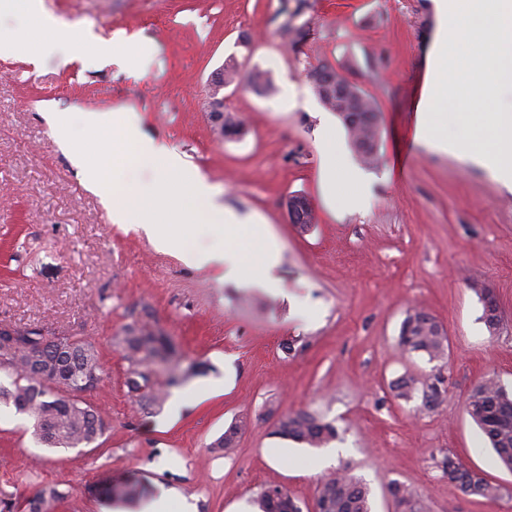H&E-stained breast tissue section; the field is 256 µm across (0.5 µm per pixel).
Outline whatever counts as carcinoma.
<instances>
[{
	"instance_id": "cac0c4a2",
	"label": "carcinoma",
	"mask_w": 512,
	"mask_h": 512,
	"mask_svg": "<svg viewBox=\"0 0 512 512\" xmlns=\"http://www.w3.org/2000/svg\"><path fill=\"white\" fill-rule=\"evenodd\" d=\"M318 76L313 90L322 104L336 113L347 131L352 149L368 167L378 164L381 113L375 103L357 85L346 83L341 97L322 98L324 85L339 75L330 65L311 70ZM247 84L262 93L269 87L267 74L259 69L249 72ZM402 346L421 352L434 360L445 354L447 337L441 325L428 312L415 309L407 313L400 330ZM121 358L127 363L126 387L143 407L158 406L171 388L202 373L204 364L191 362L181 368L183 355L171 337L146 322H134L115 338ZM0 372L9 385L0 383V403L12 405L17 412L34 419L38 440L48 448H76L90 445L109 429L107 417L85 398L87 381L102 380V365L94 342L86 336L45 337L39 329H24L19 342L7 355L0 354ZM400 398L409 399L418 391L416 380L402 376L392 383ZM465 410L490 444L499 463L512 471V391L493 380L473 387L465 400ZM245 422L231 425L211 447L231 451ZM275 433L310 447H322L338 437L336 427L315 413L299 410L281 416ZM448 478L468 494L493 498L496 489L479 473L467 468L452 455L442 461ZM396 512H427L424 498L408 486L394 482L389 487ZM58 499L53 488H41L29 500V512H46ZM261 512H300L299 506L280 486H269L258 496ZM316 512H371L369 490L347 472L324 480L318 489Z\"/></svg>"
}]
</instances>
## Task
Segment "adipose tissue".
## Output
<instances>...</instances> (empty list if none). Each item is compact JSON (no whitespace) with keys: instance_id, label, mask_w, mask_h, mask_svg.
Segmentation results:
<instances>
[{"instance_id":"ef3b65f1","label":"adipose tissue","mask_w":512,"mask_h":512,"mask_svg":"<svg viewBox=\"0 0 512 512\" xmlns=\"http://www.w3.org/2000/svg\"><path fill=\"white\" fill-rule=\"evenodd\" d=\"M22 13L34 25L28 55L32 61L61 54V47L47 40L48 32L63 24L49 12L43 0H0V16ZM53 135L69 151L75 164H83L89 150L104 151L107 162L91 169L90 186L110 205L113 223H134L161 250L172 251L190 266L218 269L222 280L245 287L274 289L272 270L280 259V248L267 225L254 216H243L216 203L213 187L189 167L181 155L166 143L145 137L136 113L93 111L82 115L83 144H75L71 135L73 116L57 110L49 115ZM324 165L320 181L326 193L341 207L355 210L366 202L358 174L345 164L336 145V134L325 128L322 135ZM129 167L149 170L147 181H127L121 173ZM250 224L258 243L252 253H245L232 241L210 249L189 247L187 225L208 224L231 231Z\"/></svg>"}]
</instances>
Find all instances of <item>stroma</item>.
<instances>
[{
  "mask_svg": "<svg viewBox=\"0 0 512 512\" xmlns=\"http://www.w3.org/2000/svg\"><path fill=\"white\" fill-rule=\"evenodd\" d=\"M65 27L57 38L72 59L32 64L0 58V322L46 335L95 341L105 377L90 395L110 429L96 443L47 448L32 420L0 406V492L14 512L43 487L53 512H109L106 492L128 480L148 497L174 489L196 512H255L280 485L314 512L321 474L312 457L333 455L330 471L361 478L374 512H394L400 482L429 512H512V472L501 467L464 402L492 379L512 389V190L480 168L414 141L415 112L438 20L433 0H44ZM96 39L116 42L111 63L91 64ZM151 43L147 69L129 58ZM241 74H270V89L224 92V108L247 129L219 136L209 120L207 80L228 56ZM327 63L381 112L380 163L354 154L334 112L313 91L309 71ZM295 90L288 100L287 90ZM123 108L148 137L175 147L224 205L268 225L281 250L278 292L221 281L213 268L184 264L134 225L112 223L81 169L52 135L47 114ZM331 126L348 166L368 184L366 209L343 211L319 174L322 129ZM302 194L310 229L291 224L284 205ZM500 321L488 330L484 298ZM432 314L448 336L447 355L405 351L401 323L412 309ZM183 355L204 363L169 405L140 409L112 345L143 313ZM408 375L442 380L434 409L397 398ZM221 384L199 398L198 387ZM308 410L338 437L318 449L280 438L279 416ZM246 421L234 451L210 445ZM454 455L498 489L470 496L443 472Z\"/></svg>",
  "mask_w": 512,
  "mask_h": 512,
  "instance_id": "stroma-1",
  "label": "stroma"
}]
</instances>
